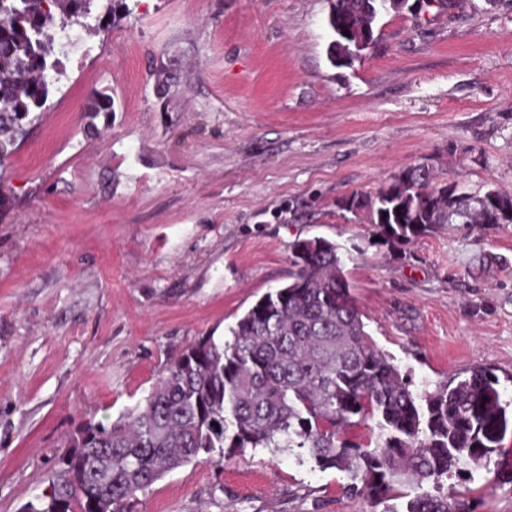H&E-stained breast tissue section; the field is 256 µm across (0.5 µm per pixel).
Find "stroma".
I'll list each match as a JSON object with an SVG mask.
<instances>
[{"mask_svg":"<svg viewBox=\"0 0 512 512\" xmlns=\"http://www.w3.org/2000/svg\"><path fill=\"white\" fill-rule=\"evenodd\" d=\"M98 0L0 173V512L47 490L70 436L134 407L186 348L286 283L302 238L345 245L371 337L415 387L475 368L512 400V224L394 250L337 199L424 163L512 194V0L381 16L334 66L331 0ZM112 112L86 106L96 93ZM462 512H512V427ZM132 512H384L285 451L214 453Z\"/></svg>","mask_w":512,"mask_h":512,"instance_id":"stroma-1","label":"stroma"}]
</instances>
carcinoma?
<instances>
[{
	"mask_svg": "<svg viewBox=\"0 0 512 512\" xmlns=\"http://www.w3.org/2000/svg\"><path fill=\"white\" fill-rule=\"evenodd\" d=\"M95 0H0V166L37 119L62 75L50 60L58 35L91 15ZM409 0H332L331 61L347 66L367 50L377 19ZM413 164L373 195H345L352 213L370 209L373 233L392 248L462 227L512 224L498 213L505 194L472 192ZM350 252L312 237L293 245L290 281L260 298L230 329L188 347L134 408L109 424H87L68 441L51 485L26 512H128L137 494L201 454L247 448H305L319 467L337 469L349 489L373 500L402 485L421 486L479 467L508 429L499 379L484 369L440 384L412 381L378 348L346 271ZM372 419L373 444L342 439ZM218 426H213V423ZM406 512H456L446 494L419 493Z\"/></svg>",
	"mask_w": 512,
	"mask_h": 512,
	"instance_id": "1",
	"label": "carcinoma"
}]
</instances>
